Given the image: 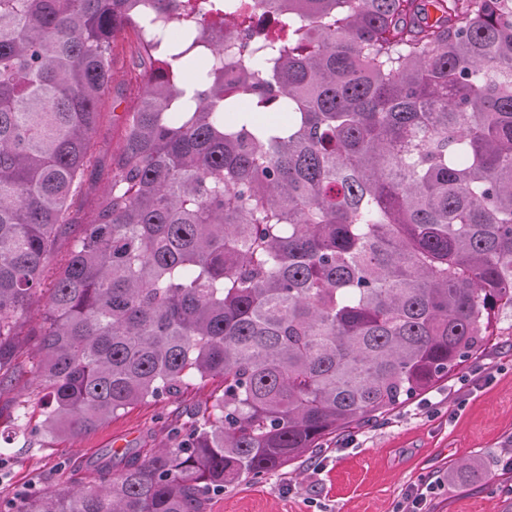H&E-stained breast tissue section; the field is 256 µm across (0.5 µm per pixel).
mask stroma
Segmentation results:
<instances>
[{"instance_id": "stroma-1", "label": "stroma", "mask_w": 512, "mask_h": 512, "mask_svg": "<svg viewBox=\"0 0 512 512\" xmlns=\"http://www.w3.org/2000/svg\"><path fill=\"white\" fill-rule=\"evenodd\" d=\"M142 53L133 28L114 43L112 88L99 105L97 161L57 243L56 259L73 249L110 178L127 114L140 95ZM39 324L35 311L19 321V343L0 384V502L32 490L81 486L90 462L110 448H128L144 459L187 428L223 388L216 377L175 398L134 405L76 442L45 437L25 418L39 398L31 358ZM466 458L479 460L482 469L460 484L449 469ZM433 478L443 484L429 495V512H512V317L502 318L484 349L434 390L377 422L336 432L289 467L226 485L209 499L206 512H397L411 489Z\"/></svg>"}]
</instances>
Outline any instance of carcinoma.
I'll list each match as a JSON object with an SVG mask.
<instances>
[{
    "instance_id": "1",
    "label": "carcinoma",
    "mask_w": 512,
    "mask_h": 512,
    "mask_svg": "<svg viewBox=\"0 0 512 512\" xmlns=\"http://www.w3.org/2000/svg\"><path fill=\"white\" fill-rule=\"evenodd\" d=\"M151 19L181 39L143 46L57 265L113 39ZM39 301L36 433L224 389L148 459L7 512H205L448 380L512 315V0H0V381Z\"/></svg>"
}]
</instances>
